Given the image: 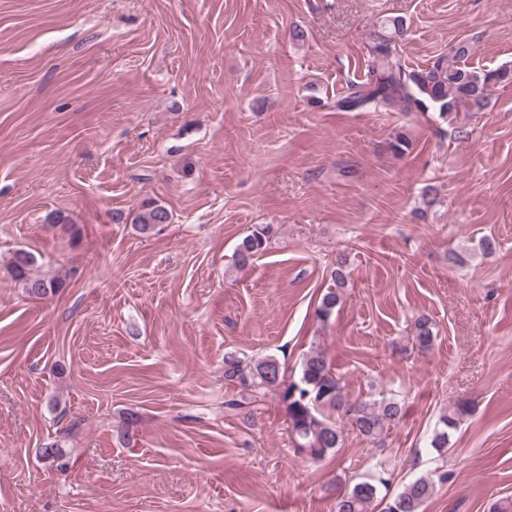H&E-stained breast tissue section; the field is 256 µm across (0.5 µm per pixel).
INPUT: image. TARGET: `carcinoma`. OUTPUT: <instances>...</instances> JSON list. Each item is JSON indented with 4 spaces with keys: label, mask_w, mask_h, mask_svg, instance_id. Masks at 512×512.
<instances>
[{
    "label": "carcinoma",
    "mask_w": 512,
    "mask_h": 512,
    "mask_svg": "<svg viewBox=\"0 0 512 512\" xmlns=\"http://www.w3.org/2000/svg\"><path fill=\"white\" fill-rule=\"evenodd\" d=\"M392 32L381 29L371 34L365 49L368 77L360 84L351 85L336 99V110L351 111L370 105L387 111L419 112L430 110L440 117L481 111L492 88L512 86V65L496 69H471L460 65L471 50L470 42L462 39L452 54L439 57L422 69H408L398 38L402 24L391 21ZM171 221V212L155 199L141 203L132 218V224L142 233H150ZM273 237V228L264 224L245 236L236 249L237 263L249 264L254 256L267 250ZM36 256L25 249L12 253L7 270L21 283L26 293L37 299L55 295L65 288V282L55 277L32 274ZM352 287L347 258L340 256L330 272L323 289L316 316L326 322ZM412 346L419 352L430 350L435 342L432 321L426 315L417 317L410 336ZM224 381L233 388L232 398L224 401V409L250 416L258 402L269 392L277 391L288 413V432L293 452L311 460H322L345 441V429L369 441L380 439L406 416L403 399L395 393L377 394L373 391L357 396L347 392L342 378L327 359L325 351L313 345L303 354L300 376L286 382L280 364L265 357L251 362L233 355L224 357ZM468 408L459 404L440 416L430 441L432 450L440 456L448 452L453 431ZM41 456L62 469L66 451L59 441L41 448ZM386 471L365 478L336 497L335 512H422L423 504L434 494L435 482L443 483L447 475L434 470V475L419 477L405 485L392 497L382 493L390 479Z\"/></svg>",
    "instance_id": "1"
}]
</instances>
